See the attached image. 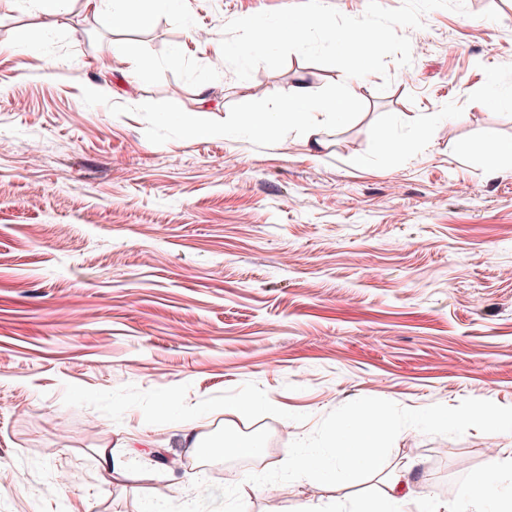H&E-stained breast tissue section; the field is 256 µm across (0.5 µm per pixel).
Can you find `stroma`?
<instances>
[{
    "mask_svg": "<svg viewBox=\"0 0 512 512\" xmlns=\"http://www.w3.org/2000/svg\"><path fill=\"white\" fill-rule=\"evenodd\" d=\"M295 2L179 0L134 27L66 0L49 34L0 0V512H267L246 474L346 402L512 406V160L481 154L512 141V0L425 14L411 64L361 78L315 154L279 107L300 82L336 96L340 69L220 62L227 22ZM202 104L222 135L183 123ZM248 112L265 133H235ZM227 435L261 442L249 469L207 453ZM486 438L404 429L367 480L278 484L279 512L372 506L401 468L453 501L512 461V433ZM114 446L132 478L101 468Z\"/></svg>",
    "mask_w": 512,
    "mask_h": 512,
    "instance_id": "1",
    "label": "stroma"
}]
</instances>
